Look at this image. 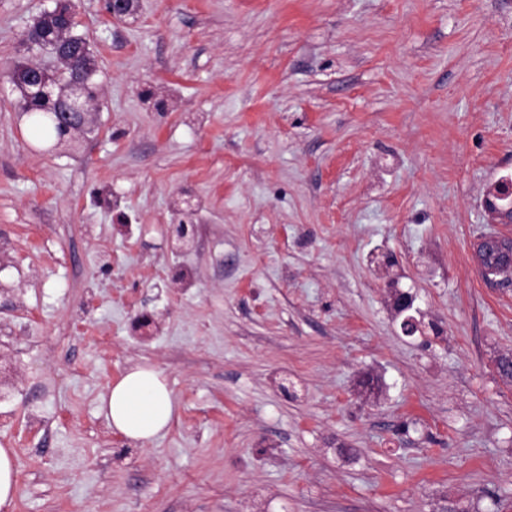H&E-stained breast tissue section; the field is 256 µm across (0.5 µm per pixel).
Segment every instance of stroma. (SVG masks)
<instances>
[{
	"instance_id": "1",
	"label": "stroma",
	"mask_w": 512,
	"mask_h": 512,
	"mask_svg": "<svg viewBox=\"0 0 512 512\" xmlns=\"http://www.w3.org/2000/svg\"><path fill=\"white\" fill-rule=\"evenodd\" d=\"M74 3L96 132L35 142L0 77L11 512H512V277L474 255L512 237V0ZM54 4L0 0V68ZM140 363L177 402L146 444L98 409Z\"/></svg>"
}]
</instances>
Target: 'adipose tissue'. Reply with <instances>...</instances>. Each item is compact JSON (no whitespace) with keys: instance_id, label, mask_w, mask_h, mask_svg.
<instances>
[{"instance_id":"adipose-tissue-1","label":"adipose tissue","mask_w":512,"mask_h":512,"mask_svg":"<svg viewBox=\"0 0 512 512\" xmlns=\"http://www.w3.org/2000/svg\"><path fill=\"white\" fill-rule=\"evenodd\" d=\"M99 409L114 431L148 443L168 429L177 405L162 371L138 364L101 396Z\"/></svg>"}]
</instances>
